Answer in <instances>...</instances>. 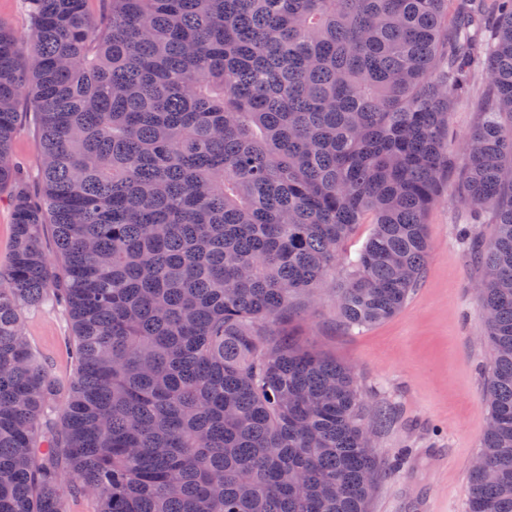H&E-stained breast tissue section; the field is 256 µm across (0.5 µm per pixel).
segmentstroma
Segmentation results:
<instances>
[{"label": "stroma", "instance_id": "obj_1", "mask_svg": "<svg viewBox=\"0 0 512 512\" xmlns=\"http://www.w3.org/2000/svg\"><path fill=\"white\" fill-rule=\"evenodd\" d=\"M486 85L484 70L476 69L468 93L455 99L450 149L476 125ZM19 112L12 160L36 194L41 185L38 120L27 105ZM463 168V161H456L426 214L430 252L422 282L394 317L345 329L336 313V289L347 274L341 263L289 324L304 344L351 367L368 403L395 412L394 424L374 442L383 476L370 512H466L469 464L489 420L482 369L492 355L484 340L474 252L496 227L459 201L454 188ZM24 332L51 378L69 385L75 365L67 350L72 330L65 310L46 306L26 312Z\"/></svg>", "mask_w": 512, "mask_h": 512}]
</instances>
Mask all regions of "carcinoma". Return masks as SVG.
Segmentation results:
<instances>
[{
	"mask_svg": "<svg viewBox=\"0 0 512 512\" xmlns=\"http://www.w3.org/2000/svg\"><path fill=\"white\" fill-rule=\"evenodd\" d=\"M87 2L27 0L23 54L0 23V512H367L381 469L363 432L392 413L280 326L367 215L340 321L405 304L480 60L458 198L496 224L478 254L494 478L469 472L467 512H512V0ZM23 101L38 200L10 158ZM54 304L76 377L48 427L59 389L22 312ZM13 222L10 196L0 192V267L5 269L11 251V224Z\"/></svg>",
	"mask_w": 512,
	"mask_h": 512,
	"instance_id": "obj_1",
	"label": "carcinoma"
}]
</instances>
